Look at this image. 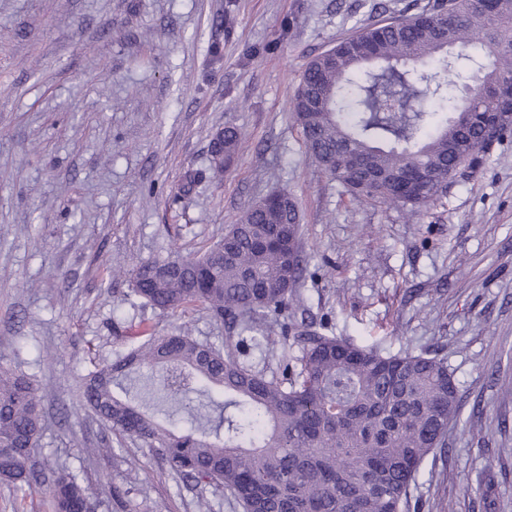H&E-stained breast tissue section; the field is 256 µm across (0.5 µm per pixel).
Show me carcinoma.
<instances>
[{"label":"carcinoma","mask_w":512,"mask_h":512,"mask_svg":"<svg viewBox=\"0 0 512 512\" xmlns=\"http://www.w3.org/2000/svg\"><path fill=\"white\" fill-rule=\"evenodd\" d=\"M434 0L371 25L311 59L293 98L305 146L354 197L417 214L448 193L505 134L481 132L472 112L507 101L467 85L475 67L493 83L512 74V0ZM430 100L445 111L413 110ZM241 132L224 127V161ZM411 164L435 173L421 197L397 192ZM296 205L246 208L239 222L198 257L173 252L136 265L130 296L177 312L196 305L240 332L277 327L299 370L280 376L177 330L148 334L126 355L98 365L80 387L83 405L122 438L149 449L168 470L224 490L243 512H410V488L429 456L448 449V426L462 399L445 360L428 353L383 355L320 334L296 316L285 322L305 268ZM164 373V413L144 410L130 390L142 371ZM44 419L30 378L0 370V481L40 482L32 449ZM45 494L53 512L97 504L64 466Z\"/></svg>","instance_id":"cac0c4a2"}]
</instances>
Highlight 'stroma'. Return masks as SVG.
Segmentation results:
<instances>
[{
	"mask_svg": "<svg viewBox=\"0 0 512 512\" xmlns=\"http://www.w3.org/2000/svg\"><path fill=\"white\" fill-rule=\"evenodd\" d=\"M428 0H0V365L27 373L37 460L76 474L97 512H241L228 494L118 443L80 401L94 365L147 326L223 345L198 307L131 302L140 262L217 241L288 190L306 259L297 313L384 355L447 361L463 399L418 512H512V136L420 215L355 201L306 151L291 102L308 61ZM243 134L226 171L209 147ZM201 185L183 191L190 177Z\"/></svg>",
	"mask_w": 512,
	"mask_h": 512,
	"instance_id": "1",
	"label": "stroma"
}]
</instances>
